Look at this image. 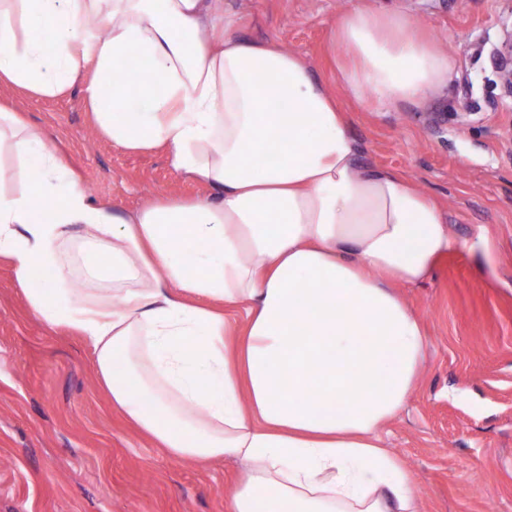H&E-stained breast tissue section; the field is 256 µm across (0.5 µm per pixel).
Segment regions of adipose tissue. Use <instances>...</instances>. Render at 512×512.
<instances>
[{
	"instance_id": "obj_1",
	"label": "adipose tissue",
	"mask_w": 512,
	"mask_h": 512,
	"mask_svg": "<svg viewBox=\"0 0 512 512\" xmlns=\"http://www.w3.org/2000/svg\"><path fill=\"white\" fill-rule=\"evenodd\" d=\"M412 27L357 7L339 19L351 96L412 102L444 82L447 59ZM132 57L148 82L126 79ZM85 70L113 147L164 149L218 196L118 215L0 105V257L27 306L93 344L113 408L158 447L245 464L228 512H418L378 430L423 359L398 291L454 245L439 207L360 166L346 113L300 56L207 37L204 0H0V90L52 98Z\"/></svg>"
}]
</instances>
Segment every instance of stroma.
I'll return each instance as SVG.
<instances>
[{
  "label": "stroma",
  "instance_id": "1",
  "mask_svg": "<svg viewBox=\"0 0 512 512\" xmlns=\"http://www.w3.org/2000/svg\"><path fill=\"white\" fill-rule=\"evenodd\" d=\"M360 6L405 16L447 58L423 99L363 106L338 80L337 20ZM226 33L303 57L348 115L365 169L414 181L456 242L432 276L401 289L426 330L419 379L381 429L409 470L422 512H512V153L499 138L512 101L492 51L512 0H208ZM13 99L94 198L121 215L162 197H214L164 152L128 154L101 137L80 86ZM442 114L441 123L433 115ZM242 464L171 457L113 410L92 347L29 311L0 257V512H226Z\"/></svg>",
  "mask_w": 512,
  "mask_h": 512
}]
</instances>
